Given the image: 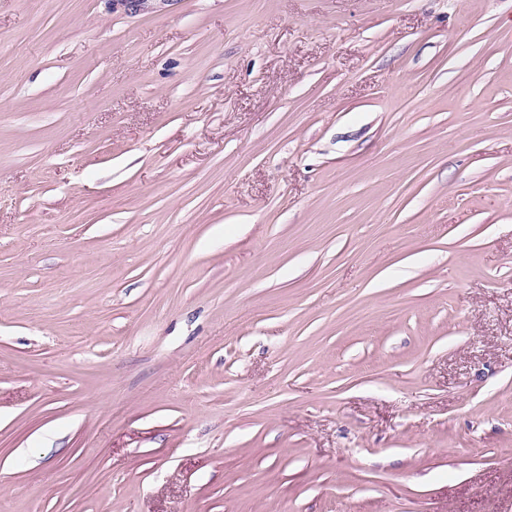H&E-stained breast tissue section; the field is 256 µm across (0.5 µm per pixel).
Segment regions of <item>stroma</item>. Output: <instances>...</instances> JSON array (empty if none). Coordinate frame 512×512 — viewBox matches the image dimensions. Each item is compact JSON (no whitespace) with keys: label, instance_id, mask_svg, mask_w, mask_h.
<instances>
[{"label":"stroma","instance_id":"1","mask_svg":"<svg viewBox=\"0 0 512 512\" xmlns=\"http://www.w3.org/2000/svg\"><path fill=\"white\" fill-rule=\"evenodd\" d=\"M0 512H512V0H0Z\"/></svg>","mask_w":512,"mask_h":512}]
</instances>
